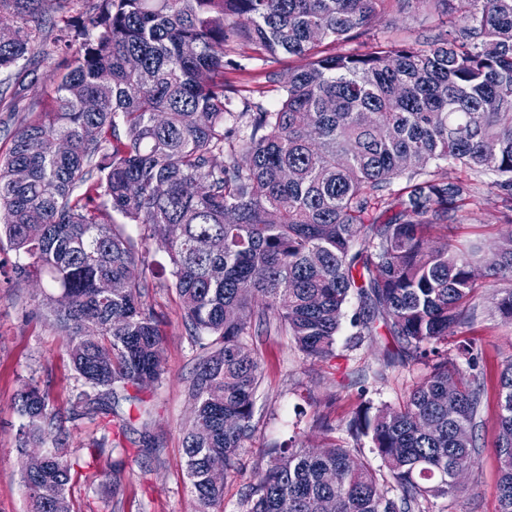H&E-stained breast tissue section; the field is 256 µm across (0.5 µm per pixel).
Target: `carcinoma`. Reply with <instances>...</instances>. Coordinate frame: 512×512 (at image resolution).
Instances as JSON below:
<instances>
[{"label":"carcinoma","mask_w":512,"mask_h":512,"mask_svg":"<svg viewBox=\"0 0 512 512\" xmlns=\"http://www.w3.org/2000/svg\"><path fill=\"white\" fill-rule=\"evenodd\" d=\"M402 2L0 0V71L36 50L55 60L50 105L0 161V231L25 259L19 275L52 289L43 304L77 379L107 394L83 392L75 412L87 397L88 412L113 414L119 389L138 407L161 382L164 334L142 300L139 250L155 242L169 254L199 359L183 438L199 512H224L211 459L237 471L255 433L252 337L289 336L305 358L330 361L354 294L356 340L384 332L395 343L386 366L421 360L429 373L401 404L359 408L345 422L350 443L261 452L242 512H321L325 501L330 512H431L478 453V355L461 341L448 357V337L479 279L512 281V249L485 261L479 247L434 244V232L500 192L512 223V0H416L437 21L435 41L372 37V20ZM56 15L70 21L52 26ZM231 43L247 51L228 62ZM281 54L305 64L284 77L268 69ZM228 65L261 69L279 103L243 96L233 111ZM450 168L494 179L481 187ZM126 224L143 228L140 244ZM101 278L111 295L95 288ZM493 307L512 319V288ZM15 403L20 446L48 448L23 477L33 512H74L78 462L52 434L47 396L29 387ZM499 408V512H512V358ZM364 438L384 469L356 459ZM106 443L93 442L85 466Z\"/></svg>","instance_id":"cac0c4a2"}]
</instances>
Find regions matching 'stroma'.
Here are the masks:
<instances>
[{"label":"stroma","instance_id":"obj_1","mask_svg":"<svg viewBox=\"0 0 512 512\" xmlns=\"http://www.w3.org/2000/svg\"><path fill=\"white\" fill-rule=\"evenodd\" d=\"M376 38L411 42L438 34L424 12L409 7L398 25L387 18L373 20ZM45 100L16 97L0 104V156H5L29 109L45 107ZM503 205L494 198L475 208L466 223L448 227V239L468 246L490 247L512 233L502 218ZM18 253L7 239H0V512H30L23 483L26 454L18 431L22 418L15 397L27 385L49 396L55 427L72 452L89 447L94 439L108 437L124 450L114 466L85 468L73 478L68 495L75 512H198L191 492L183 452L184 429L192 401L189 388L198 364L197 352L172 286V265L165 251L151 249L146 257L148 288L145 304L164 322V376L147 391L148 414H139L120 402L119 418L104 423L93 414L76 416L72 404L81 391L69 364L63 332L42 311L47 291L43 281L19 278ZM505 283L480 279L470 303L473 323L449 337V345L473 341L479 353L484 383V404L478 429L479 452L456 494L434 501L431 512H498L500 463L495 453L498 435V376L512 357V320L494 312L491 298ZM350 322H342L336 335V359L316 363L303 358L288 337H258L263 369L256 397L257 430L243 450L242 470L224 478V512H241L240 503L255 474L259 452L296 441L308 448L322 446L327 435L320 418L339 423L364 402L373 405L401 403L427 373L420 363L386 367L388 336L356 343ZM150 437L153 452L139 455L143 437Z\"/></svg>","mask_w":512,"mask_h":512}]
</instances>
